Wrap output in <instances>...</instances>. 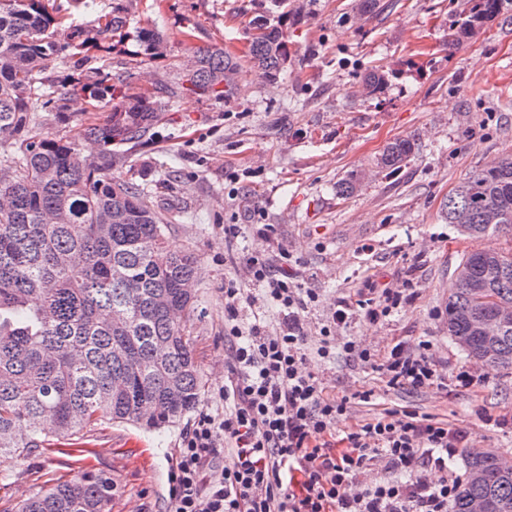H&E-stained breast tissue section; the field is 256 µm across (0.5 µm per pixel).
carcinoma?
I'll return each mask as SVG.
<instances>
[{"instance_id": "carcinoma-1", "label": "carcinoma", "mask_w": 512, "mask_h": 512, "mask_svg": "<svg viewBox=\"0 0 512 512\" xmlns=\"http://www.w3.org/2000/svg\"><path fill=\"white\" fill-rule=\"evenodd\" d=\"M512 11V0H474L455 35L466 37L484 20ZM53 0H0V139H12L16 154L0 162V460H21L41 451L47 433L76 437L102 419L155 429L195 408L201 371L187 322L197 302V260L190 250L167 248L168 225L146 188L112 174L114 145L144 141L158 113L188 91L224 99L219 88L236 73L230 53L192 47L188 79L177 70L165 101L131 94L112 73L90 66L80 51L101 35L129 38L125 9L104 15L94 31H61ZM247 49L250 62L277 78L288 62V34L260 16ZM140 60L164 54L155 29L138 32ZM83 71L55 82L56 62ZM387 83L372 71L362 91ZM84 95L112 100V111L83 133L99 138L103 152L85 159L76 143L46 141L34 134L36 114L62 112L65 101ZM410 139L388 143L376 165L399 172L414 153ZM445 220L465 237H512V158L497 159L448 192ZM471 279L487 282L489 299L467 282L450 288L445 304L448 336H467V356L484 358V343L472 323L494 308L512 307V252L497 248L466 252ZM494 372L512 370V326L496 343ZM466 477L453 512H469L475 500L490 512H512V471L497 455L471 449ZM116 483L102 472L56 479L20 501L15 512H112Z\"/></svg>"}]
</instances>
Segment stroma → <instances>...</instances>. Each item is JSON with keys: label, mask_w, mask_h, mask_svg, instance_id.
Returning <instances> with one entry per match:
<instances>
[{"label": "stroma", "mask_w": 512, "mask_h": 512, "mask_svg": "<svg viewBox=\"0 0 512 512\" xmlns=\"http://www.w3.org/2000/svg\"><path fill=\"white\" fill-rule=\"evenodd\" d=\"M375 14L356 18L353 0H288L290 58L269 79L245 57L250 21L269 0H56L68 23L93 29L100 15L123 8L131 31L158 29L163 56L139 68L127 63L136 40L111 38L87 51L94 66L130 82L135 91L165 97L170 76L189 46L217 47L238 59L237 89L225 99L181 95L160 113L138 147L115 146L113 171L145 186L171 224L167 240L198 259L197 302L188 323L202 370L200 405L216 403L224 384V281L247 283V254L268 241L248 225H273L307 286L321 302L308 317L318 335L341 297L367 295L373 285L401 287L411 277L416 298L385 323L355 317L348 336L376 354L399 339L431 341L448 375L465 370L473 387L424 392L387 389L371 368L337 362L324 372L329 395L370 390L378 403L448 420L469 433L470 447L512 457V373L496 374L467 358L451 341L444 306L463 253L505 246L504 238L457 236L443 203L458 183L488 162L512 156V13L451 40L469 0H381ZM192 38H185V31ZM388 77L380 93L360 91L372 69ZM110 99L69 102L67 111L41 113L36 131L50 140L77 141L85 155L100 150L83 126L103 122ZM396 138L414 140L400 173L380 172L376 159ZM361 173L347 197L336 185ZM242 225L228 241L224 227ZM191 416L155 431L105 419L72 439L22 461L0 463V512L31 497L52 478L80 470L111 474L112 512H164L169 470Z\"/></svg>", "instance_id": "stroma-1"}]
</instances>
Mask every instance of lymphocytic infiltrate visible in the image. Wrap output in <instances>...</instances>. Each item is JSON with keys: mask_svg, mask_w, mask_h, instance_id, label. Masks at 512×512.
I'll return each instance as SVG.
<instances>
[{"mask_svg": "<svg viewBox=\"0 0 512 512\" xmlns=\"http://www.w3.org/2000/svg\"><path fill=\"white\" fill-rule=\"evenodd\" d=\"M288 249L246 256L252 281L275 308V322L244 323L252 296L224 282V384L181 439L166 512H448L462 477L452 461L468 435L436 416L385 408L344 437L331 425L351 400L326 396L311 363L336 358L372 368L388 388L416 392L445 385L431 341H397L384 357L338 333L355 316L387 320L415 296L412 282L378 296L344 300L318 335L307 318L320 302Z\"/></svg>", "mask_w": 512, "mask_h": 512, "instance_id": "f902f5d3", "label": "lymphocytic infiltrate"}]
</instances>
